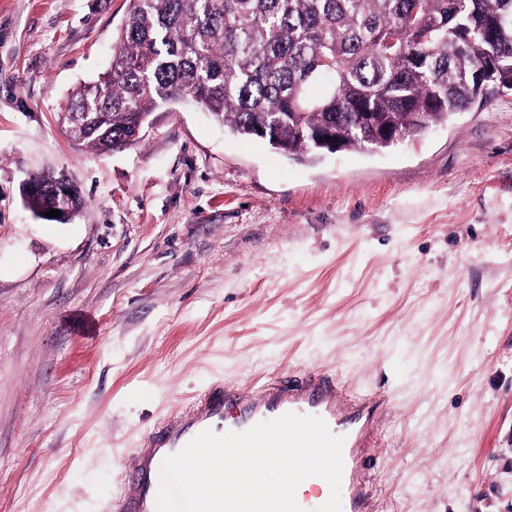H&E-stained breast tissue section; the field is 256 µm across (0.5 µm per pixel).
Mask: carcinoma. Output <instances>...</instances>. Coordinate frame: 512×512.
Here are the masks:
<instances>
[{
  "label": "carcinoma",
  "mask_w": 512,
  "mask_h": 512,
  "mask_svg": "<svg viewBox=\"0 0 512 512\" xmlns=\"http://www.w3.org/2000/svg\"><path fill=\"white\" fill-rule=\"evenodd\" d=\"M110 67L60 111L101 152L175 101L241 138L316 163L384 128L414 137L512 90V0H130ZM33 210L68 201L35 175ZM71 205L83 208L75 201Z\"/></svg>",
  "instance_id": "obj_1"
}]
</instances>
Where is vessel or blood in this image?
I'll list each match as a JSON object with an SVG mask.
<instances>
[{
    "instance_id": "1",
    "label": "vessel or blood",
    "mask_w": 512,
    "mask_h": 512,
    "mask_svg": "<svg viewBox=\"0 0 512 512\" xmlns=\"http://www.w3.org/2000/svg\"><path fill=\"white\" fill-rule=\"evenodd\" d=\"M229 404L236 408L230 420L224 414ZM376 404V399L365 395L342 396L338 379L326 372H308L297 379L278 377L255 391L216 386L143 436L133 456L131 491L114 508L116 512H156L163 460L203 430L242 432L257 422L294 412L321 417L333 433L344 436L342 512H372V495L363 480L370 463L354 450L370 433L371 410Z\"/></svg>"
}]
</instances>
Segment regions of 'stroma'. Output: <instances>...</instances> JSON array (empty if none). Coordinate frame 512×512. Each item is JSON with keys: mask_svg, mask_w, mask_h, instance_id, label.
Instances as JSON below:
<instances>
[{"mask_svg": "<svg viewBox=\"0 0 512 512\" xmlns=\"http://www.w3.org/2000/svg\"><path fill=\"white\" fill-rule=\"evenodd\" d=\"M129 7L0 0V512H110L194 395L308 370L380 399L375 512H512V91L313 165L182 101L75 145ZM33 172L83 212L36 219Z\"/></svg>", "mask_w": 512, "mask_h": 512, "instance_id": "obj_1", "label": "stroma"}]
</instances>
